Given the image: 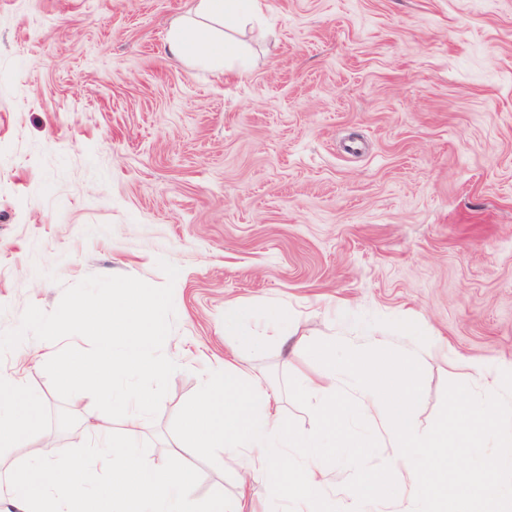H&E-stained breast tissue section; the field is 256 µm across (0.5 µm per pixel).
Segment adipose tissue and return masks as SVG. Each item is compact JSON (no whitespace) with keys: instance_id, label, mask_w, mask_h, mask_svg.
Returning a JSON list of instances; mask_svg holds the SVG:
<instances>
[{"instance_id":"ef3b65f1","label":"adipose tissue","mask_w":512,"mask_h":512,"mask_svg":"<svg viewBox=\"0 0 512 512\" xmlns=\"http://www.w3.org/2000/svg\"><path fill=\"white\" fill-rule=\"evenodd\" d=\"M193 20L174 24L168 37L172 58L187 62L223 61L233 49L224 40V29L236 28L263 12L262 0H194Z\"/></svg>"}]
</instances>
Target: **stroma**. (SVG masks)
Wrapping results in <instances>:
<instances>
[{
  "instance_id": "obj_1",
  "label": "stroma",
  "mask_w": 512,
  "mask_h": 512,
  "mask_svg": "<svg viewBox=\"0 0 512 512\" xmlns=\"http://www.w3.org/2000/svg\"><path fill=\"white\" fill-rule=\"evenodd\" d=\"M193 0H0V331L89 275L174 284L178 363L138 440L196 467L197 497L238 491L179 447L174 416L224 367V303L279 305L289 343L242 363L312 415L287 376L317 340L385 336L417 355L430 428L447 383L484 395L512 368V0H265L225 32L232 71L166 53ZM414 324L402 337L399 321ZM0 361L50 413L43 367Z\"/></svg>"
}]
</instances>
